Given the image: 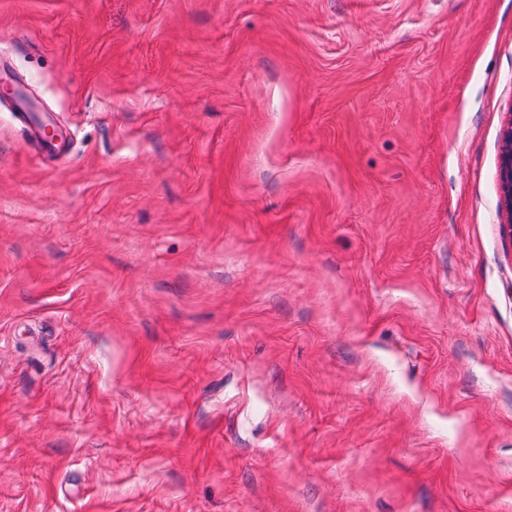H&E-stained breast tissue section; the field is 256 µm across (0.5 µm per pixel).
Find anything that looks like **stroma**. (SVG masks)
<instances>
[{
	"label": "stroma",
	"instance_id": "stroma-1",
	"mask_svg": "<svg viewBox=\"0 0 512 512\" xmlns=\"http://www.w3.org/2000/svg\"><path fill=\"white\" fill-rule=\"evenodd\" d=\"M0 512H512V0H0ZM501 129L499 218L503 232L512 238V106ZM27 126L25 129L28 138H32L33 145L42 154L57 155L66 143L68 134L57 130L49 120H37L29 112H19ZM51 129V131H49Z\"/></svg>",
	"mask_w": 512,
	"mask_h": 512
}]
</instances>
